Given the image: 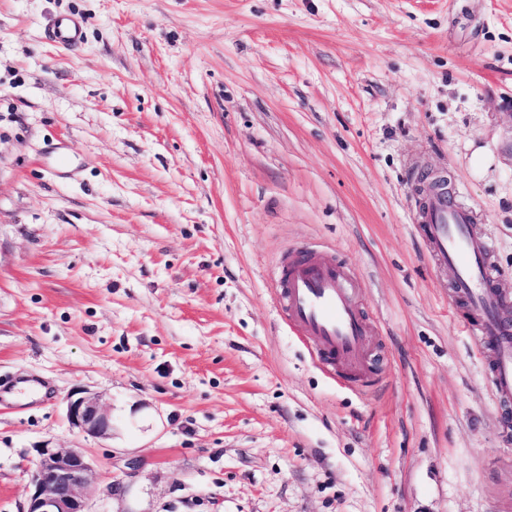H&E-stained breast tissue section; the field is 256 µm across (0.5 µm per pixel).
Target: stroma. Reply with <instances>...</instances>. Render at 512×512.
I'll return each mask as SVG.
<instances>
[{
	"instance_id": "35a3bbf8",
	"label": "stroma",
	"mask_w": 512,
	"mask_h": 512,
	"mask_svg": "<svg viewBox=\"0 0 512 512\" xmlns=\"http://www.w3.org/2000/svg\"><path fill=\"white\" fill-rule=\"evenodd\" d=\"M423 171L512 302V0H0V377L51 390L0 405V512L44 444L85 449L92 512H512V399ZM306 248L360 281L363 382L277 312ZM80 389L110 437L70 427ZM50 36L56 44L74 49L83 40L81 21L74 17L58 18L52 24ZM418 223L437 257L455 268V286L479 316L473 335L494 352L496 393L512 398V338L498 317L502 299L493 288L497 269L491 261L492 239L476 233L470 211L454 197L449 201L446 193L419 204Z\"/></svg>"
}]
</instances>
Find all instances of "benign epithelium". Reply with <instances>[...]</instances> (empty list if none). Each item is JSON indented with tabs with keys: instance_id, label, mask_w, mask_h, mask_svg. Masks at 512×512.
I'll return each instance as SVG.
<instances>
[{
	"instance_id": "obj_1",
	"label": "benign epithelium",
	"mask_w": 512,
	"mask_h": 512,
	"mask_svg": "<svg viewBox=\"0 0 512 512\" xmlns=\"http://www.w3.org/2000/svg\"><path fill=\"white\" fill-rule=\"evenodd\" d=\"M70 426L96 436L112 434V416L98 395L74 392L66 396ZM26 508L23 512H89L93 466L80 448L36 449Z\"/></svg>"
}]
</instances>
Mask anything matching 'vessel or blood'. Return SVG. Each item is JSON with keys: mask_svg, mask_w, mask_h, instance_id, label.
<instances>
[{"mask_svg": "<svg viewBox=\"0 0 512 512\" xmlns=\"http://www.w3.org/2000/svg\"><path fill=\"white\" fill-rule=\"evenodd\" d=\"M50 36L64 48H76L83 40L81 22L58 18ZM418 222L437 257L455 268V286L479 316L473 334L494 353L496 393L512 398V330L498 317L502 299L493 288L497 269L491 260V238L476 233L470 211L444 193L420 204ZM274 281L281 310L289 324L312 342L320 365L343 380L350 379L352 370L367 369V324L351 296L354 280L348 266L306 250L287 253Z\"/></svg>", "mask_w": 512, "mask_h": 512, "instance_id": "b4317fda", "label": "vessel or blood"}]
</instances>
